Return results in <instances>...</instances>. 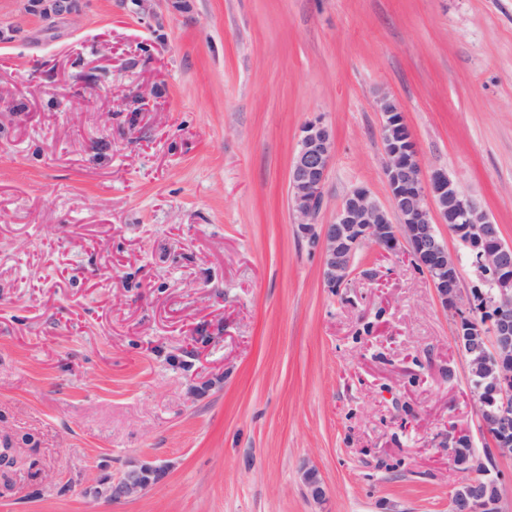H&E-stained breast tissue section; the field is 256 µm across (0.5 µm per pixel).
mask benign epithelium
<instances>
[{
    "mask_svg": "<svg viewBox=\"0 0 512 512\" xmlns=\"http://www.w3.org/2000/svg\"><path fill=\"white\" fill-rule=\"evenodd\" d=\"M51 6L47 21H69L78 11L75 0H51ZM378 111L383 117V174L390 206L384 207L368 189L357 187L344 197L332 223H319L335 139L329 126L317 119L302 127L290 164L289 209L302 234L321 247L324 279L332 288L346 284L358 250L370 241L386 253H398L407 246L406 253L459 323L470 320L471 311L482 305L485 321L458 329V336L481 347L477 357L468 361L470 376L492 378V391L482 394L473 389L471 399L478 406L480 428L493 447L454 461L467 477L451 492L450 512H499V486L490 477V467L495 454L512 456V245L501 240L499 225L448 172L423 171L395 99L381 96ZM439 223L448 225L468 249L477 276V284L469 291L460 286V256L448 252L437 232ZM483 286L489 292H483ZM149 472L146 467L124 472L116 481L118 499L146 488Z\"/></svg>",
    "mask_w": 512,
    "mask_h": 512,
    "instance_id": "1",
    "label": "benign epithelium"
}]
</instances>
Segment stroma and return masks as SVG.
<instances>
[{"mask_svg":"<svg viewBox=\"0 0 512 512\" xmlns=\"http://www.w3.org/2000/svg\"><path fill=\"white\" fill-rule=\"evenodd\" d=\"M27 5L0 0V512H449L439 436L490 445L458 319L370 242L330 287L288 170L319 119L320 223L388 203L386 93L512 244V0ZM151 470L149 468H140V469H132L125 471L120 478L111 483V485L107 490H104V493L110 498H114L117 500H121L124 498H129L132 495L142 491L144 488L148 486V474ZM112 484H118V498L112 496Z\"/></svg>","mask_w":512,"mask_h":512,"instance_id":"stroma-1","label":"stroma"}]
</instances>
